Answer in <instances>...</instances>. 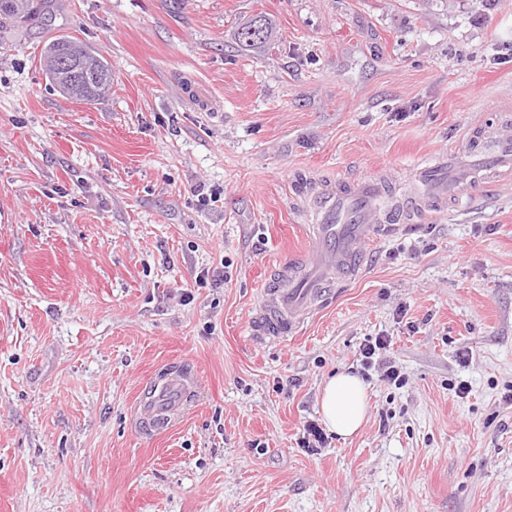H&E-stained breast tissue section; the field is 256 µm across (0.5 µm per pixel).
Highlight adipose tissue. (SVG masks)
Instances as JSON below:
<instances>
[{"label":"adipose tissue","instance_id":"adipose-tissue-1","mask_svg":"<svg viewBox=\"0 0 512 512\" xmlns=\"http://www.w3.org/2000/svg\"><path fill=\"white\" fill-rule=\"evenodd\" d=\"M320 409L330 430L343 437L355 434L367 416L363 382L347 373L329 379L321 393Z\"/></svg>","mask_w":512,"mask_h":512}]
</instances>
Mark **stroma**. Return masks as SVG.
Listing matches in <instances>:
<instances>
[{
  "mask_svg": "<svg viewBox=\"0 0 512 512\" xmlns=\"http://www.w3.org/2000/svg\"><path fill=\"white\" fill-rule=\"evenodd\" d=\"M256 16L262 49L236 40ZM59 36L109 60V97L50 88ZM476 128L512 136V0H46L1 23L0 512H512V174L405 213L298 334L252 330L315 194L421 197ZM378 335L403 387L361 369ZM179 366L189 413L139 433ZM342 370L365 424L300 447Z\"/></svg>",
  "mask_w": 512,
  "mask_h": 512,
  "instance_id": "35a3bbf8",
  "label": "stroma"
}]
</instances>
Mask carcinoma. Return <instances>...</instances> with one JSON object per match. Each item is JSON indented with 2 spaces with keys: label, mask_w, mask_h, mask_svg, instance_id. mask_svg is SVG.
Segmentation results:
<instances>
[{
  "label": "carcinoma",
  "mask_w": 512,
  "mask_h": 512,
  "mask_svg": "<svg viewBox=\"0 0 512 512\" xmlns=\"http://www.w3.org/2000/svg\"><path fill=\"white\" fill-rule=\"evenodd\" d=\"M40 7L34 5L33 0H0V19L37 18ZM272 35V26L263 16H257L237 32L238 40L248 46H257L266 42ZM76 49L79 59L86 61L89 68L83 70L88 78L89 90L81 93L73 92L68 83L64 82L61 72L55 66L56 57L64 50ZM44 73L51 86L59 90L64 96L84 102H96L105 97L112 87V81L100 79L101 75L112 76V66L107 59L98 54L91 47L68 39L58 37L50 41L44 48Z\"/></svg>",
  "instance_id": "cac0c4a2"
}]
</instances>
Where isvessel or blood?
Wrapping results in <instances>:
<instances>
[{
    "instance_id": "vessel-or-blood-1",
    "label": "vessel or blood",
    "mask_w": 512,
    "mask_h": 512,
    "mask_svg": "<svg viewBox=\"0 0 512 512\" xmlns=\"http://www.w3.org/2000/svg\"><path fill=\"white\" fill-rule=\"evenodd\" d=\"M512 171V139L497 136L467 146L436 165L422 168L418 182L428 200H449L467 206L488 185L493 174ZM380 180L369 177L316 196L320 222L313 227V256L293 253L275 269L253 320L257 339L276 340L298 334L338 284L363 268V246L377 242L398 227L401 203L385 204ZM194 376L165 374L139 394L136 421L145 434L174 424L188 409Z\"/></svg>"
}]
</instances>
